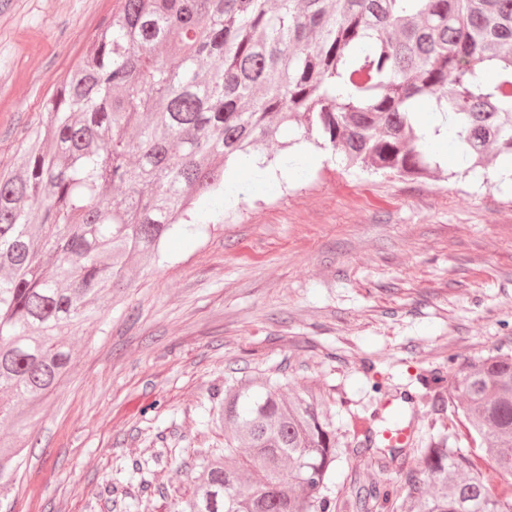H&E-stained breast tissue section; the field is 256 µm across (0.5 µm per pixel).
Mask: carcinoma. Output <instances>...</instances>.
Masks as SVG:
<instances>
[{"label": "carcinoma", "mask_w": 512, "mask_h": 512, "mask_svg": "<svg viewBox=\"0 0 512 512\" xmlns=\"http://www.w3.org/2000/svg\"><path fill=\"white\" fill-rule=\"evenodd\" d=\"M448 125L465 172L502 161L512 180V0H122L46 104L19 163L0 173V426L74 369L65 340L131 286L128 259L156 258L224 192L228 162L281 126L352 165L402 178L442 172L415 126L418 101ZM278 377L209 395L224 446L201 451L168 512H333L344 449L327 397ZM448 424L419 448L392 441L405 411H374L355 451L408 473L409 512H512V353L448 380ZM467 447H460L461 438ZM24 448H0V495ZM384 483L345 512L389 503Z\"/></svg>", "instance_id": "carcinoma-1"}]
</instances>
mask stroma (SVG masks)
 I'll use <instances>...</instances> for the list:
<instances>
[{
	"label": "stroma",
	"instance_id": "stroma-1",
	"mask_svg": "<svg viewBox=\"0 0 512 512\" xmlns=\"http://www.w3.org/2000/svg\"><path fill=\"white\" fill-rule=\"evenodd\" d=\"M121 0H0V170L13 166L44 104ZM286 181L259 174L229 187L232 206L202 197L220 222L171 239L73 337L67 383L36 407L37 444L0 497V512H165L188 491L208 394L230 377L287 375L328 394L337 424L417 393L414 444L448 421L437 389L489 351H512V183L409 180L347 167L314 145L277 157ZM351 452L330 496L385 482L400 512L408 471ZM122 486L107 497L106 481Z\"/></svg>",
	"mask_w": 512,
	"mask_h": 512
}]
</instances>
